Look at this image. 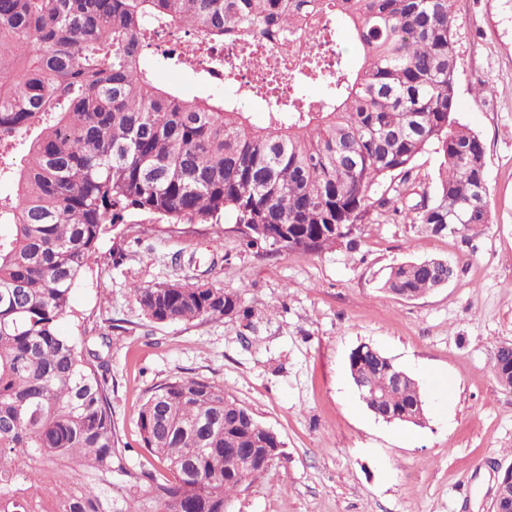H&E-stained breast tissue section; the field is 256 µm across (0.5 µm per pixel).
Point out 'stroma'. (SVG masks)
Returning a JSON list of instances; mask_svg holds the SVG:
<instances>
[{
	"instance_id": "stroma-1",
	"label": "stroma",
	"mask_w": 512,
	"mask_h": 512,
	"mask_svg": "<svg viewBox=\"0 0 512 512\" xmlns=\"http://www.w3.org/2000/svg\"><path fill=\"white\" fill-rule=\"evenodd\" d=\"M457 121L484 141L491 221L434 235L401 216L407 200L373 210L358 248L320 254L244 249L236 224L167 229L129 212L101 240L60 331L108 336L112 422L129 465L159 470L138 412L177 377L220 386L283 442L284 455L226 502V512H490L498 469L512 465V388L499 385L497 349L512 345V0H454ZM155 78L187 96L214 93L194 62L149 59ZM487 93L474 100L472 90ZM445 258L446 287L415 299L382 290L389 268ZM210 283L244 289L238 317L149 319L133 286ZM368 343L416 378L424 426L386 423L364 405L347 370ZM442 375L451 392L435 389Z\"/></svg>"
}]
</instances>
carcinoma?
Masks as SVG:
<instances>
[{"mask_svg":"<svg viewBox=\"0 0 512 512\" xmlns=\"http://www.w3.org/2000/svg\"><path fill=\"white\" fill-rule=\"evenodd\" d=\"M453 0H0V512H224V500L267 471L278 436L224 389L193 377L154 388L139 410L144 448L165 473L127 464L112 428V385L89 340L65 336L71 295L98 259L108 227L136 211L174 223L223 215L248 248L354 247L353 230L388 205L376 186L416 158L440 156L434 196L411 222L434 234L490 221L486 148L455 118ZM202 32L264 66L249 96L186 97L155 81L146 53L164 30ZM347 33L348 68L334 49ZM276 32L310 46L297 70L329 79L316 101L264 56ZM454 264L426 258L390 268L382 289L414 298L445 286ZM159 323L235 315L241 291L200 284L135 287ZM394 361L363 343L352 383L379 419L421 426L414 378L391 387ZM494 376L512 387V350Z\"/></svg>","mask_w":512,"mask_h":512,"instance_id":"1","label":"carcinoma"}]
</instances>
